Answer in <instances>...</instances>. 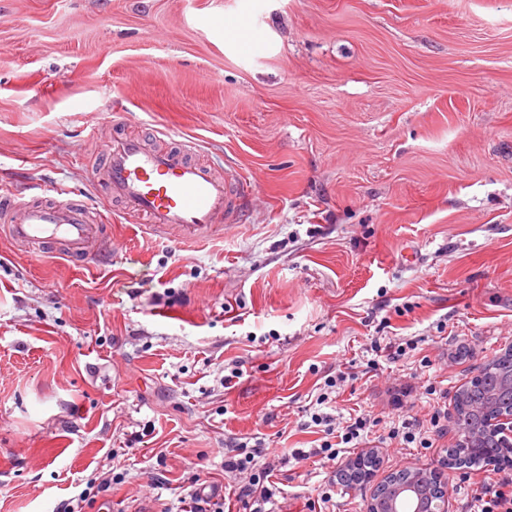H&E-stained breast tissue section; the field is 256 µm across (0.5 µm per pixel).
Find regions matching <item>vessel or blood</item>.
Listing matches in <instances>:
<instances>
[{"label": "vessel or blood", "mask_w": 512, "mask_h": 512, "mask_svg": "<svg viewBox=\"0 0 512 512\" xmlns=\"http://www.w3.org/2000/svg\"><path fill=\"white\" fill-rule=\"evenodd\" d=\"M197 151L191 140L181 141L173 151L140 137H115L102 168L90 176L105 181L112 198L124 202L150 233L199 240L234 223L253 185L197 161ZM0 223L6 224L13 241L34 248L53 245L55 255L70 261L109 252L88 210L68 201L24 206L5 194L0 196Z\"/></svg>", "instance_id": "1"}]
</instances>
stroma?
I'll return each instance as SVG.
<instances>
[{"mask_svg": "<svg viewBox=\"0 0 512 512\" xmlns=\"http://www.w3.org/2000/svg\"><path fill=\"white\" fill-rule=\"evenodd\" d=\"M154 130L256 180L232 229L184 248L90 182L110 138ZM1 186L66 187L120 254H34L0 224V512H178L200 471L233 481L244 436L273 512H367L458 441L396 430L512 346V0H0ZM320 410L369 417L366 439L303 459ZM493 473L447 470L448 512Z\"/></svg>", "mask_w": 512, "mask_h": 512, "instance_id": "1", "label": "stroma"}]
</instances>
